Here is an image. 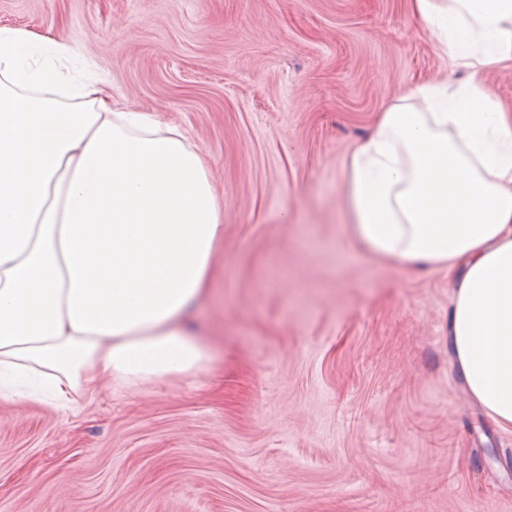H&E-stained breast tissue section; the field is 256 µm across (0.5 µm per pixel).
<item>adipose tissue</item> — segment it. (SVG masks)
<instances>
[{
	"label": "adipose tissue",
	"mask_w": 512,
	"mask_h": 512,
	"mask_svg": "<svg viewBox=\"0 0 512 512\" xmlns=\"http://www.w3.org/2000/svg\"><path fill=\"white\" fill-rule=\"evenodd\" d=\"M460 84L417 83L353 150L350 234L377 261L447 270L448 343L466 393L512 433V106L484 70L512 63V0H411ZM0 28V399L57 409L104 380L184 379L213 350L187 326L224 236L207 158L156 114L69 83L71 49Z\"/></svg>",
	"instance_id": "1"
}]
</instances>
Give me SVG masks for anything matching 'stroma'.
Returning <instances> with one entry per match:
<instances>
[{
	"label": "stroma",
	"mask_w": 512,
	"mask_h": 512,
	"mask_svg": "<svg viewBox=\"0 0 512 512\" xmlns=\"http://www.w3.org/2000/svg\"><path fill=\"white\" fill-rule=\"evenodd\" d=\"M114 99L185 128L224 213L198 376L77 411L0 400V512H512V433L467 398L446 271L360 253L344 169L454 83L409 0H0Z\"/></svg>",
	"instance_id": "stroma-1"
}]
</instances>
